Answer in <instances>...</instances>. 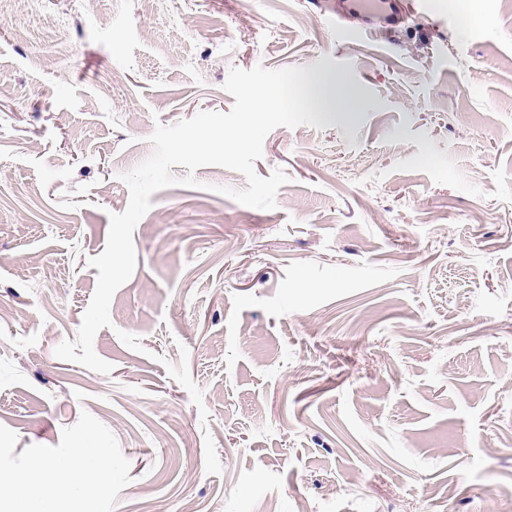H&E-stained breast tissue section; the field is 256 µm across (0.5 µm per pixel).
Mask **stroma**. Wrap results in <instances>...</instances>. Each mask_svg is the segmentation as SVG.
I'll use <instances>...</instances> for the list:
<instances>
[{
	"mask_svg": "<svg viewBox=\"0 0 512 512\" xmlns=\"http://www.w3.org/2000/svg\"><path fill=\"white\" fill-rule=\"evenodd\" d=\"M336 2L0 0V477L112 455L108 492L55 512H498L512 490V0H404L363 33ZM259 65L334 74L354 109L267 136L274 209L219 166L154 193L94 339L112 373L58 359L122 174ZM183 346L200 407L165 368Z\"/></svg>",
	"mask_w": 512,
	"mask_h": 512,
	"instance_id": "obj_1",
	"label": "stroma"
}]
</instances>
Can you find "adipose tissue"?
Instances as JSON below:
<instances>
[{
    "label": "adipose tissue",
    "mask_w": 512,
    "mask_h": 512,
    "mask_svg": "<svg viewBox=\"0 0 512 512\" xmlns=\"http://www.w3.org/2000/svg\"><path fill=\"white\" fill-rule=\"evenodd\" d=\"M97 459L95 469H87L86 459ZM110 454L103 448L78 449L68 464L43 462L36 484L27 478L12 477L0 483V503H9L15 512H52L56 499L65 491L82 488L89 493L106 490L109 484Z\"/></svg>",
    "instance_id": "ef3b65f1"
}]
</instances>
